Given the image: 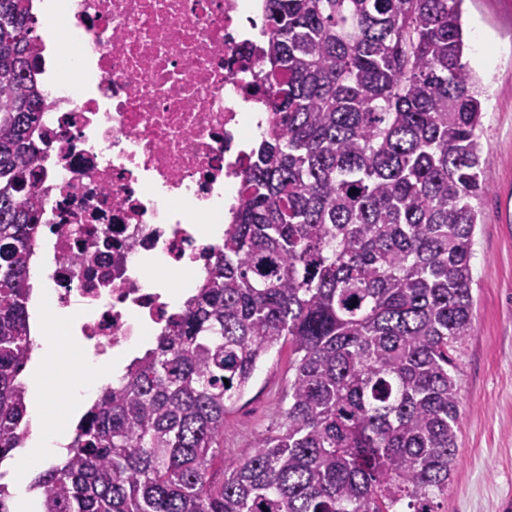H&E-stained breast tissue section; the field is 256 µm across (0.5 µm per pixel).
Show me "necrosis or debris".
<instances>
[{"label": "necrosis or debris", "mask_w": 512, "mask_h": 512, "mask_svg": "<svg viewBox=\"0 0 512 512\" xmlns=\"http://www.w3.org/2000/svg\"><path fill=\"white\" fill-rule=\"evenodd\" d=\"M71 23L67 74L43 81L46 144L36 250L54 314L100 364L172 317L154 271L204 270L221 247L212 197L243 200L245 105L262 75L243 26L257 0H50Z\"/></svg>", "instance_id": "4bbe7bcc"}]
</instances>
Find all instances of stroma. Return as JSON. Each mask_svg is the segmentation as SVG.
Listing matches in <instances>:
<instances>
[{"label": "stroma", "instance_id": "obj_1", "mask_svg": "<svg viewBox=\"0 0 512 512\" xmlns=\"http://www.w3.org/2000/svg\"><path fill=\"white\" fill-rule=\"evenodd\" d=\"M463 59L487 95L480 132L488 192L474 233L475 330L456 373V465L437 512H512V0H465ZM290 353L274 349L224 419V458L273 433Z\"/></svg>", "mask_w": 512, "mask_h": 512}]
</instances>
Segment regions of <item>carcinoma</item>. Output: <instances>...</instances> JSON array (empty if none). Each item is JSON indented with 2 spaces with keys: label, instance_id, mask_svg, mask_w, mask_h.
I'll use <instances>...</instances> for the list:
<instances>
[{
  "label": "carcinoma",
  "instance_id": "1",
  "mask_svg": "<svg viewBox=\"0 0 512 512\" xmlns=\"http://www.w3.org/2000/svg\"><path fill=\"white\" fill-rule=\"evenodd\" d=\"M29 2L0 0V464L28 434L46 106ZM462 2L263 0L264 65L286 79L249 86L271 120L245 200L184 310L33 478L42 512H435L488 192ZM281 343L282 421L226 463L224 418Z\"/></svg>",
  "mask_w": 512,
  "mask_h": 512
}]
</instances>
